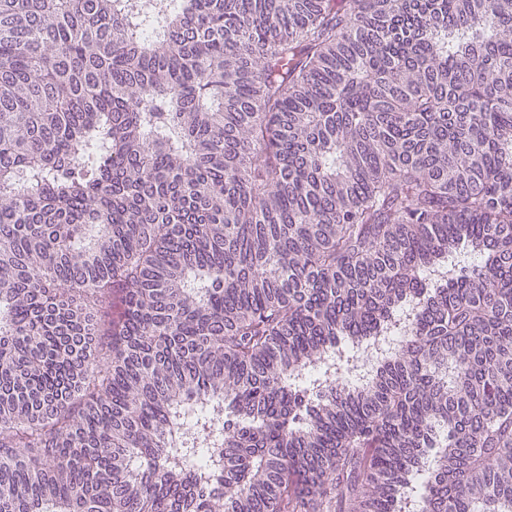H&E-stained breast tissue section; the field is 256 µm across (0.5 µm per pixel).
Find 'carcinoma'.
Instances as JSON below:
<instances>
[{
  "instance_id": "1",
  "label": "carcinoma",
  "mask_w": 512,
  "mask_h": 512,
  "mask_svg": "<svg viewBox=\"0 0 512 512\" xmlns=\"http://www.w3.org/2000/svg\"><path fill=\"white\" fill-rule=\"evenodd\" d=\"M0 512H512V0H0Z\"/></svg>"
}]
</instances>
